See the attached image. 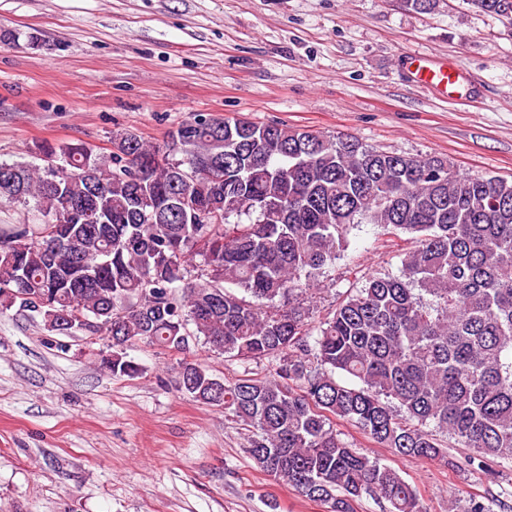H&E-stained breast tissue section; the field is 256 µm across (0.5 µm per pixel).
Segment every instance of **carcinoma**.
Listing matches in <instances>:
<instances>
[{"instance_id":"carcinoma-1","label":"carcinoma","mask_w":512,"mask_h":512,"mask_svg":"<svg viewBox=\"0 0 512 512\" xmlns=\"http://www.w3.org/2000/svg\"><path fill=\"white\" fill-rule=\"evenodd\" d=\"M512 18V0H469ZM44 164L0 161V201L34 224H0V313L82 335L114 377L126 350L190 352L188 336L264 377L178 363L179 387L252 429L246 452L327 512L369 497L423 512L397 470L358 453L338 418L400 456L455 467L512 463V180L461 174L355 136L195 113L151 144L109 151L45 143ZM366 222L409 236L398 274L376 273L309 327L307 293ZM67 312L93 328H62Z\"/></svg>"}]
</instances>
